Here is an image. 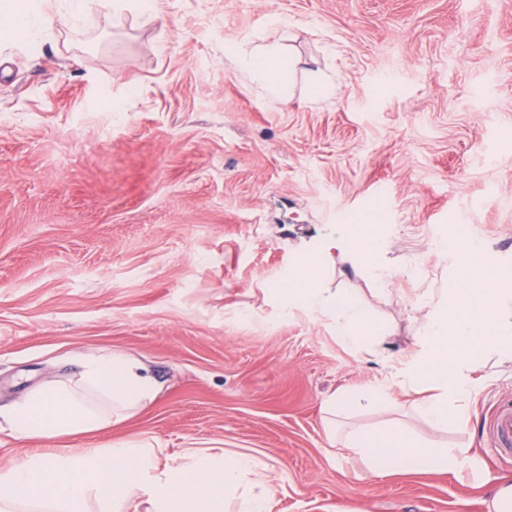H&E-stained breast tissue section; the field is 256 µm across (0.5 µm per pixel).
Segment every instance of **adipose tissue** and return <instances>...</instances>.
I'll use <instances>...</instances> for the list:
<instances>
[{"label": "adipose tissue", "mask_w": 512, "mask_h": 512, "mask_svg": "<svg viewBox=\"0 0 512 512\" xmlns=\"http://www.w3.org/2000/svg\"><path fill=\"white\" fill-rule=\"evenodd\" d=\"M90 0H0V44L26 41L33 15L51 10L60 16L88 9ZM253 79L274 96L288 99L298 59L284 46L242 55ZM384 236L376 224H343L320 253L300 255L283 294L289 304L312 313H336L335 332L363 349L378 331L371 311L352 295L323 288L321 275L333 254H351L367 267L379 286L390 273L380 262ZM477 249L460 237L440 247V258L454 256L460 285L431 312L420 331L419 350L395 386L358 398L324 400L328 428L351 409L391 399L394 390L415 393L429 386V399L415 398L416 410L436 429L462 420L464 403L477 390L473 377L492 351L512 354V321L498 309L512 299V281L490 276L477 260ZM158 386L147 368L120 354L84 358L77 376L55 379L26 394L8 412L16 436L53 439L89 434L121 424L151 403ZM342 446L359 455L369 477L391 474L455 472L467 451L419 440L396 422L345 433ZM148 440L124 437L108 448L34 452L0 468V512H224L225 500L239 512H271L275 489L258 451L189 448L162 460Z\"/></svg>", "instance_id": "adipose-tissue-1"}]
</instances>
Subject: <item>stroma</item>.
Listing matches in <instances>:
<instances>
[{
    "instance_id": "1",
    "label": "stroma",
    "mask_w": 512,
    "mask_h": 512,
    "mask_svg": "<svg viewBox=\"0 0 512 512\" xmlns=\"http://www.w3.org/2000/svg\"><path fill=\"white\" fill-rule=\"evenodd\" d=\"M37 23L0 47V466L45 450L5 411L121 353L155 378L124 436L261 451L272 512H491L512 457L489 433L512 402V358L477 371L466 417L434 429L408 397L352 410L348 428L397 421L464 448L454 474L367 477L333 455L323 400L399 376L429 309L456 286L426 234L475 226L512 266V0H155ZM276 43L302 62L272 96L238 51ZM331 86L313 97L309 72ZM383 223L393 279L333 259L323 287L352 292L380 336L349 348L329 315L273 286L337 225Z\"/></svg>"
}]
</instances>
